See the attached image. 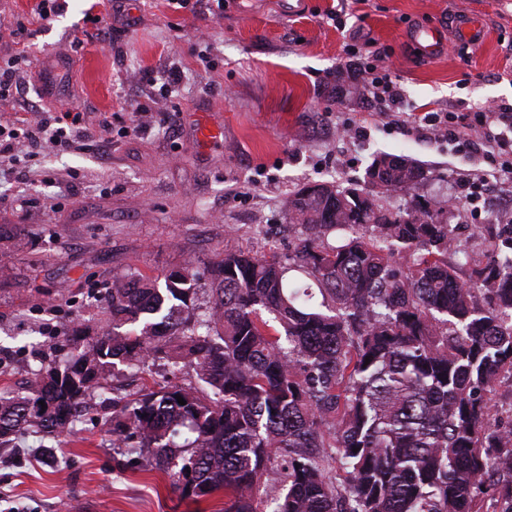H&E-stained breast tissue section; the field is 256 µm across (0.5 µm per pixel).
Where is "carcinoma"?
<instances>
[{"label":"carcinoma","instance_id":"obj_1","mask_svg":"<svg viewBox=\"0 0 512 512\" xmlns=\"http://www.w3.org/2000/svg\"><path fill=\"white\" fill-rule=\"evenodd\" d=\"M376 167L387 192L426 176L406 156ZM288 217L308 231L294 256L224 253L201 313L189 265L113 279L112 329L34 371L30 395L0 396V439L70 430L118 365L187 363L194 385L112 394V447L184 498L222 490L224 512H257L276 463L271 512H512V422L489 398L512 380V230L466 285L450 225L418 201L393 215L365 186L310 184ZM282 485V473L276 464L269 467L260 481L257 492V506L259 512L269 511L267 505L272 497L277 495Z\"/></svg>","mask_w":512,"mask_h":512}]
</instances>
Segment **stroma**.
<instances>
[{
  "instance_id": "obj_1",
  "label": "stroma",
  "mask_w": 512,
  "mask_h": 512,
  "mask_svg": "<svg viewBox=\"0 0 512 512\" xmlns=\"http://www.w3.org/2000/svg\"><path fill=\"white\" fill-rule=\"evenodd\" d=\"M35 0L0 5V56L33 55L30 112L0 105V120L32 130L49 115L80 111L74 149L33 153L17 139L0 163V225L20 228L16 249L0 241V395L24 392L33 370L64 364L106 327L116 276L162 275L192 265L208 290L209 265L227 252L288 258L305 229L288 219V197L311 182L362 183L383 154L422 163L427 178L407 197L382 194L389 212L409 198L440 211L455 229L448 259L461 277L492 248L493 210L474 214L468 184L488 164L430 135L400 134L368 119L352 86L336 87L343 46L386 56L403 109H476L512 103V0H305L291 17L282 0H224L223 14L196 15L167 0H66L50 25ZM340 21L328 19L330 9ZM486 22L482 42H450L425 58L409 34L449 29L454 15ZM112 40L99 43L98 27ZM206 50L213 63L197 60ZM182 71L177 94L160 87ZM223 125L222 142L200 150L193 116ZM363 122L362 135L337 127ZM111 139L102 158L97 146ZM189 367L155 362L110 377L129 394L191 382ZM111 410L92 401L58 436L24 435L0 446V512H221L223 500L181 499L170 474L113 447Z\"/></svg>"
}]
</instances>
